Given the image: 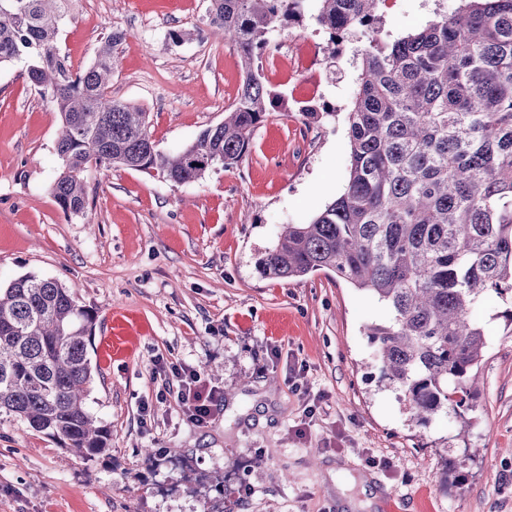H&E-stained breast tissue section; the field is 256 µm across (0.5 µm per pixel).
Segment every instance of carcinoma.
<instances>
[{
	"label": "carcinoma",
	"instance_id": "carcinoma-1",
	"mask_svg": "<svg viewBox=\"0 0 512 512\" xmlns=\"http://www.w3.org/2000/svg\"><path fill=\"white\" fill-rule=\"evenodd\" d=\"M71 0H0V66L26 63L29 81L62 119V171L51 191L64 213L86 207L82 174L121 165L173 183L202 180L245 157L269 107L283 99L253 69L279 24L312 18L336 43L357 35V91L346 123V187L308 224H288L258 260L262 275L329 270L385 303L367 327L379 383L401 392L418 425L439 412L471 427L486 347L473 317L487 297L512 301V0H461L394 39L376 26L386 0H209L208 25L238 51L245 74L224 122L163 154L141 107L112 99L111 31L76 72L57 46ZM94 315L72 290L23 275L0 287V415L71 454L91 458L110 434L86 400Z\"/></svg>",
	"mask_w": 512,
	"mask_h": 512
}]
</instances>
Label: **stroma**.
Wrapping results in <instances>:
<instances>
[{"mask_svg": "<svg viewBox=\"0 0 512 512\" xmlns=\"http://www.w3.org/2000/svg\"><path fill=\"white\" fill-rule=\"evenodd\" d=\"M193 2L73 0L59 35L80 69L111 30L126 32L112 96L146 109L167 154L223 121L243 76L236 49L207 23L208 0ZM459 4L388 0L383 32L398 37ZM172 29L187 39L171 43ZM270 39L297 42L298 53L274 70L255 60L285 97L241 163L181 184L88 168L80 217L51 192L59 112L24 63L0 67V283L51 278L93 312L88 405L111 438L106 454L81 459L0 416V512H512V328L499 298L474 312L487 348L461 439L454 415L417 427L380 385L366 328L387 320L385 304L330 271L259 272L283 225L309 223L345 185L359 73L350 43L327 58L312 19ZM306 105L322 119L303 117ZM173 363L221 392L207 424L179 407Z\"/></svg>", "mask_w": 512, "mask_h": 512, "instance_id": "stroma-1", "label": "stroma"}]
</instances>
